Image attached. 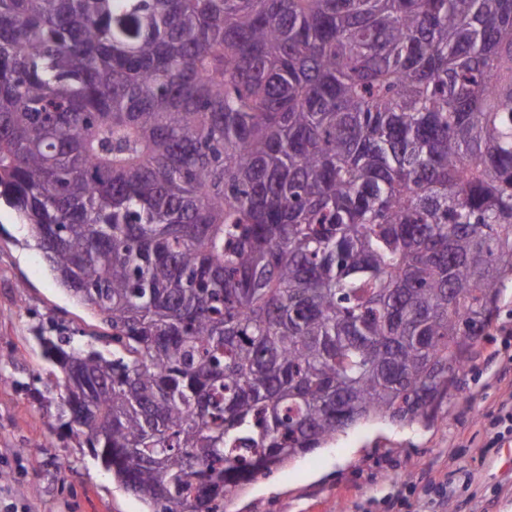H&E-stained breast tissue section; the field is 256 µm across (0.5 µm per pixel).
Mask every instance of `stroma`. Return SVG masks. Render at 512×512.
<instances>
[{
	"mask_svg": "<svg viewBox=\"0 0 512 512\" xmlns=\"http://www.w3.org/2000/svg\"><path fill=\"white\" fill-rule=\"evenodd\" d=\"M78 341L99 320L59 286L14 212L0 206V512H148L57 418L61 374L41 335ZM512 288L460 390L429 420L355 426L249 485L230 512H512V437L492 418L512 394ZM449 488L440 498L436 486Z\"/></svg>",
	"mask_w": 512,
	"mask_h": 512,
	"instance_id": "1",
	"label": "stroma"
}]
</instances>
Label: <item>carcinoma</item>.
I'll use <instances>...</instances> for the list:
<instances>
[{
    "mask_svg": "<svg viewBox=\"0 0 512 512\" xmlns=\"http://www.w3.org/2000/svg\"><path fill=\"white\" fill-rule=\"evenodd\" d=\"M0 199L112 353L59 415L226 512L448 401L512 283V0H0Z\"/></svg>",
    "mask_w": 512,
    "mask_h": 512,
    "instance_id": "obj_1",
    "label": "carcinoma"
}]
</instances>
